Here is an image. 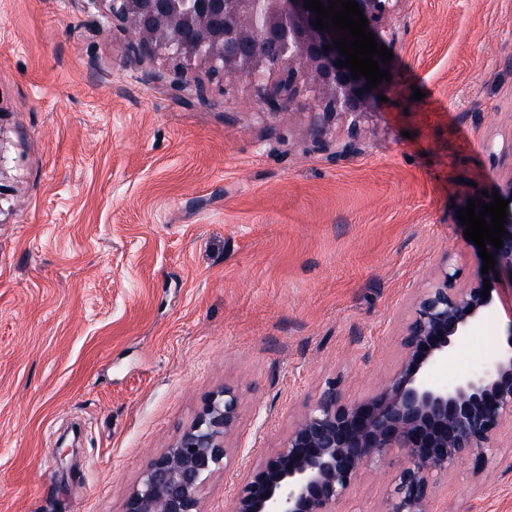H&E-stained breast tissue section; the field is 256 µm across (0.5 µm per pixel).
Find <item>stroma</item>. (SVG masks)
I'll return each mask as SVG.
<instances>
[{
	"instance_id": "obj_1",
	"label": "stroma",
	"mask_w": 512,
	"mask_h": 512,
	"mask_svg": "<svg viewBox=\"0 0 512 512\" xmlns=\"http://www.w3.org/2000/svg\"><path fill=\"white\" fill-rule=\"evenodd\" d=\"M398 90L325 121L263 82L209 85L85 0H0V512H122L213 392L246 389L205 512L328 380L373 392L442 261L482 262L453 204L512 167V0H393ZM422 100H414V89ZM449 362L506 342L512 286ZM340 512H382L400 467ZM448 512H512V439L438 477Z\"/></svg>"
}]
</instances>
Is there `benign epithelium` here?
<instances>
[{
	"mask_svg": "<svg viewBox=\"0 0 512 512\" xmlns=\"http://www.w3.org/2000/svg\"><path fill=\"white\" fill-rule=\"evenodd\" d=\"M123 31L174 70L199 72L198 90L227 73L280 80L266 98L275 113L306 97L327 120L374 108L394 89L355 79L328 30L315 26L305 0H103ZM368 29L387 44L382 21L391 0H356ZM332 49L327 50L325 46ZM495 191L509 201L503 247L486 244L495 274L512 279V169ZM484 278L460 282L443 262L416 298L403 337L404 355L388 381L349 401L331 380L296 419L279 448L249 466L231 512H338L362 470L398 450L404 461L382 512H442L433 498L434 477L457 464L484 465L512 432V329L506 346L481 367L452 382L432 377L448 364L458 341L494 306L482 296ZM242 390L212 394L194 421L151 459L123 512H203L206 484L225 466L229 440L240 427Z\"/></svg>",
	"mask_w": 512,
	"mask_h": 512,
	"instance_id": "benign-epithelium-1",
	"label": "benign epithelium"
}]
</instances>
